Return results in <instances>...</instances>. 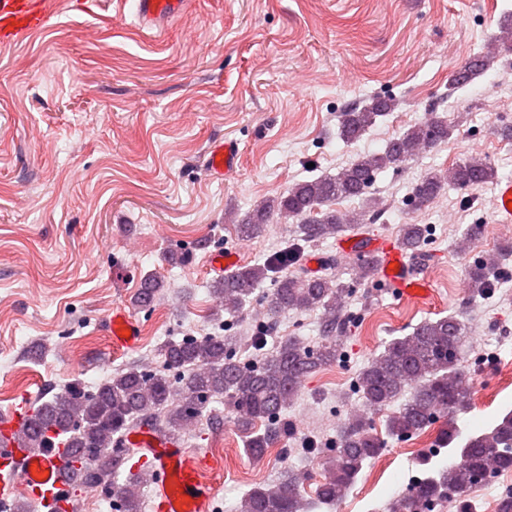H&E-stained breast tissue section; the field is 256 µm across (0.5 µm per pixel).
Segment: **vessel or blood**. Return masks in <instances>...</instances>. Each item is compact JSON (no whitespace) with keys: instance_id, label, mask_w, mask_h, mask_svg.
I'll list each match as a JSON object with an SVG mask.
<instances>
[{"instance_id":"obj_1","label":"vessel or blood","mask_w":512,"mask_h":512,"mask_svg":"<svg viewBox=\"0 0 512 512\" xmlns=\"http://www.w3.org/2000/svg\"><path fill=\"white\" fill-rule=\"evenodd\" d=\"M137 28L143 36L159 39L173 20L187 9L189 0H131ZM52 16L49 0H0V46L16 43L26 35L46 28ZM237 142H213L208 151V168L214 178L233 173L239 166ZM496 210L499 223H512V180L497 185ZM343 249L353 256L370 254L377 258L381 288L398 299L420 298L428 284L410 277L405 247L391 238L371 241L347 240ZM112 346L120 350L134 346L139 324L124 310L113 312L108 321ZM27 424L26 412L0 414V512H10L16 488L39 500L47 512H67L71 480L65 448H52L40 455L29 454L17 438ZM132 448L146 449L142 462L152 476L153 512H209L212 499L207 473L211 458L186 448L182 442L142 427L127 436Z\"/></svg>"}]
</instances>
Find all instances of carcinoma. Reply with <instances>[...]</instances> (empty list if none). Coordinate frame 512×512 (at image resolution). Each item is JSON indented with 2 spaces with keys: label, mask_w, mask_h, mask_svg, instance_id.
Masks as SVG:
<instances>
[{
  "label": "carcinoma",
  "mask_w": 512,
  "mask_h": 512,
  "mask_svg": "<svg viewBox=\"0 0 512 512\" xmlns=\"http://www.w3.org/2000/svg\"><path fill=\"white\" fill-rule=\"evenodd\" d=\"M503 58L512 70V13L498 21L490 47L473 53L460 65L468 76H449L448 87L459 89ZM397 106L393 96H372L345 107L338 115L337 134L346 142L359 140L378 119ZM457 125L428 110L424 118L391 139L383 152L364 155L335 175H322L294 183L287 193L261 201L237 224L238 235L250 241L262 237L274 217L298 221L295 235L261 263L245 264L214 280L213 317L236 318L246 304L256 302L269 321L287 311L320 312V339L314 343L301 336H283L265 349L264 336L252 337L255 357L239 354L238 337L213 332L167 340L154 352L148 366L130 364L89 387L79 378L59 386L57 392L31 409L29 427L19 436L28 452L39 455L51 445L75 449L69 460L72 493L94 488L106 499L117 496L120 512H142L143 503L134 482L118 483L126 462L137 452L126 446L128 432L141 425L182 437L211 413L210 405L224 403V419L247 435L245 452L263 459L275 440L293 431L286 418L298 397L302 381L311 373L346 359V333L353 321L348 310L357 286L374 284L376 263L365 256L357 264L355 280L344 283L330 273L337 258L327 256V271L312 274L301 268L303 252L310 246L347 232H359L383 211V201L372 192L377 175L398 169L417 155L448 139ZM497 175L487 159L468 157L448 170L424 173L413 188L415 208L425 207L448 187L466 190ZM358 199L359 209L339 211L335 205ZM431 240L427 224H404L401 242L411 255L424 257ZM512 255V244L489 253L469 266L471 295L492 288L501 260ZM272 288L261 294L265 282ZM164 282L145 275L134 299L149 310L160 300ZM465 326L450 315L426 319L405 336L385 343L383 350L354 373L353 391L362 408L349 411L336 445L319 449L326 475L315 492L305 496L303 480L292 469L275 483L260 484L246 491L239 512H319L331 508L358 478L366 462L379 456L386 441L373 432L368 412L382 411L401 398L400 408L386 420V435L410 438L437 422L440 448L457 443L453 417L469 406L467 368L463 365ZM264 424V430L256 423ZM512 472V410L504 412L478 435L467 437L456 449L454 461L418 478L405 493L388 505V512H434L454 503L460 512H471L469 493L483 483Z\"/></svg>",
  "instance_id": "cac0c4a2"
}]
</instances>
